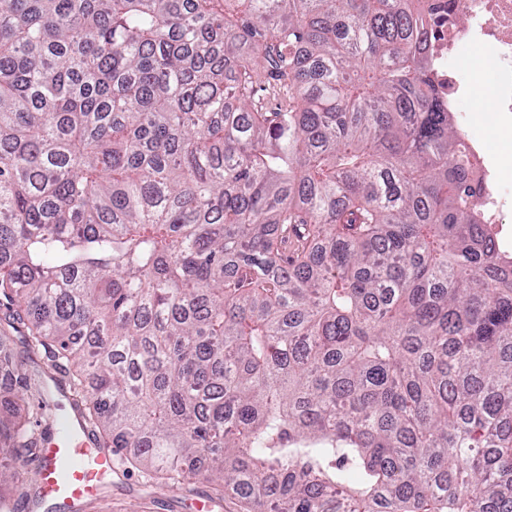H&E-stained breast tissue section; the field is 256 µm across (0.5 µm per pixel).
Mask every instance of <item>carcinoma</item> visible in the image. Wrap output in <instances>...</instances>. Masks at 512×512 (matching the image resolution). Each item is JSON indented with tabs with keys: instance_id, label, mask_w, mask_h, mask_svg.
<instances>
[{
	"instance_id": "1",
	"label": "carcinoma",
	"mask_w": 512,
	"mask_h": 512,
	"mask_svg": "<svg viewBox=\"0 0 512 512\" xmlns=\"http://www.w3.org/2000/svg\"><path fill=\"white\" fill-rule=\"evenodd\" d=\"M0 0V294L86 426L244 512H512V255L415 0ZM0 338V484L48 402Z\"/></svg>"
}]
</instances>
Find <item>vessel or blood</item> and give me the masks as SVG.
I'll use <instances>...</instances> for the list:
<instances>
[{
    "instance_id": "b4317fda",
    "label": "vessel or blood",
    "mask_w": 512,
    "mask_h": 512,
    "mask_svg": "<svg viewBox=\"0 0 512 512\" xmlns=\"http://www.w3.org/2000/svg\"><path fill=\"white\" fill-rule=\"evenodd\" d=\"M116 462L115 450L99 445L82 420L67 419L57 435L44 441L40 451L43 493L69 501L93 498Z\"/></svg>"
}]
</instances>
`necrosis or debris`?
<instances>
[{
	"label": "necrosis or debris",
	"instance_id": "1",
	"mask_svg": "<svg viewBox=\"0 0 512 512\" xmlns=\"http://www.w3.org/2000/svg\"><path fill=\"white\" fill-rule=\"evenodd\" d=\"M432 13L428 45L430 76L440 99L456 121H463L460 102L469 94L465 66L470 53L491 54L493 96L487 109L499 127L512 130V0H425ZM464 149L482 187L481 221L496 233L500 246L512 252V233L505 217L512 212V152L490 153L482 138L466 133Z\"/></svg>",
	"mask_w": 512,
	"mask_h": 512
}]
</instances>
